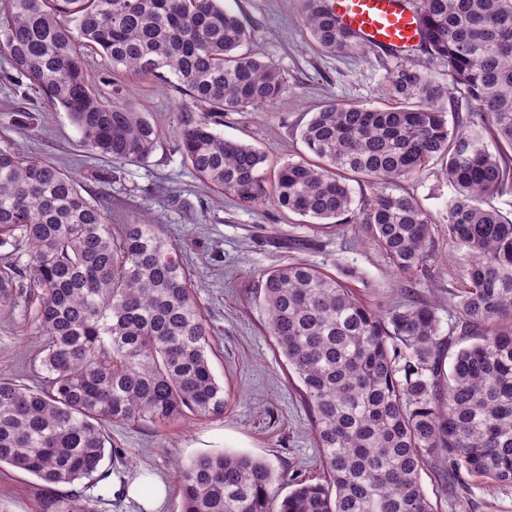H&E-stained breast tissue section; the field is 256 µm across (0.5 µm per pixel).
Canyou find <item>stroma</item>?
Wrapping results in <instances>:
<instances>
[{
  "instance_id": "stroma-1",
  "label": "stroma",
  "mask_w": 512,
  "mask_h": 512,
  "mask_svg": "<svg viewBox=\"0 0 512 512\" xmlns=\"http://www.w3.org/2000/svg\"><path fill=\"white\" fill-rule=\"evenodd\" d=\"M251 31L248 52L273 61L288 81L286 96L254 112H228L216 131L264 151V177L274 183L279 166L306 156L302 127L315 112L338 100L388 107L394 99L383 84L388 68L404 63L445 76L444 66L424 51L399 57L373 45L352 54L325 53L310 44L302 23L301 0H223ZM90 76L106 99L131 106L154 121L159 139L143 162L104 158L81 142L66 112L51 106L29 79L0 52V146L18 145L73 175L85 197L95 199L113 223L157 217L167 240L181 250L203 312L212 330V369L227 398L224 416H187L167 424L115 425L112 450L93 488L84 484L45 487L36 477L0 467V506L6 512H46L53 497L83 499L88 512H131L125 489L133 479L156 475L168 487L162 512H181L175 469L195 458L236 451L261 459L280 474L275 485L287 494L288 476L322 480L311 437V418L288 378L285 359L265 333L260 305L264 270L302 260L339 276L361 301L380 309L398 303L432 304L440 327L455 323L463 256L449 241L446 204L453 189L431 163L417 178L396 182L431 214L435 235L427 274L394 272L382 252L349 222L310 228L306 218L270 201L245 208L203 181L184 160L176 136L177 117L188 102L174 84L109 72L98 54H89ZM42 338L32 323V305L18 298L0 310V369L32 381L40 372ZM446 473L427 469L422 485L437 512H512V486L489 488L467 480L447 494Z\"/></svg>"
}]
</instances>
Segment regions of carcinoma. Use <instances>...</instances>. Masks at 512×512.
<instances>
[{
	"mask_svg": "<svg viewBox=\"0 0 512 512\" xmlns=\"http://www.w3.org/2000/svg\"><path fill=\"white\" fill-rule=\"evenodd\" d=\"M421 48L448 83L403 63L385 77L399 105L335 102L301 131L310 157L282 164V210L316 226L353 212L346 182L373 195L364 225L397 273L427 272L430 213L397 180L442 163L453 188L448 239L464 251L459 335L445 355L432 305L385 311L307 262L261 273L266 332L301 384L325 479H291L281 498L267 463L225 451L179 468L182 512H436L421 472L512 485V218L483 206L512 190V0H420ZM311 42L348 54L359 42L324 0H304ZM251 34L221 0H0V52L99 154L146 160L158 128L95 90L86 50L113 70L174 82L192 101L176 129L185 161L244 206L266 198V154L213 131L226 112L288 94L279 67L241 51ZM479 119L448 127L450 89ZM0 307L30 288L46 336L41 383L0 373V465L47 486L94 480L118 425L224 415L211 330L178 247L151 218L112 230L110 215L59 166L0 147Z\"/></svg>",
	"mask_w": 512,
	"mask_h": 512,
	"instance_id": "cac0c4a2",
	"label": "carcinoma"
}]
</instances>
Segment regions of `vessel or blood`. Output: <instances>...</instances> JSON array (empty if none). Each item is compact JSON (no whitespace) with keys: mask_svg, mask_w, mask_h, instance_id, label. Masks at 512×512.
Instances as JSON below:
<instances>
[{"mask_svg":"<svg viewBox=\"0 0 512 512\" xmlns=\"http://www.w3.org/2000/svg\"><path fill=\"white\" fill-rule=\"evenodd\" d=\"M338 22L361 43L409 48L420 41L421 24L406 0H328Z\"/></svg>","mask_w":512,"mask_h":512,"instance_id":"1","label":"vessel or blood"}]
</instances>
